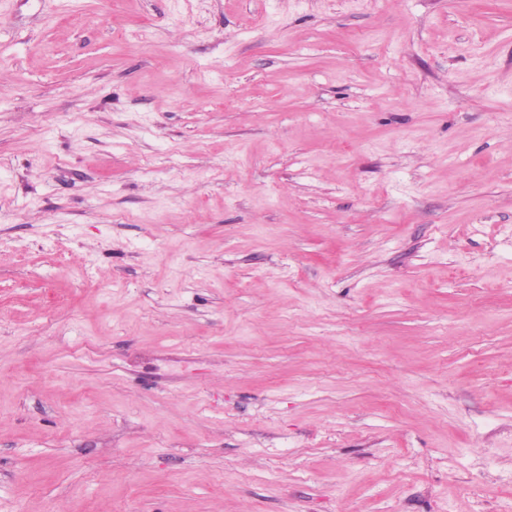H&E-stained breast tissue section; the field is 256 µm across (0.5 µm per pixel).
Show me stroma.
<instances>
[{"label":"stroma","mask_w":512,"mask_h":512,"mask_svg":"<svg viewBox=\"0 0 512 512\" xmlns=\"http://www.w3.org/2000/svg\"><path fill=\"white\" fill-rule=\"evenodd\" d=\"M0 512H512V0H0Z\"/></svg>","instance_id":"stroma-1"}]
</instances>
